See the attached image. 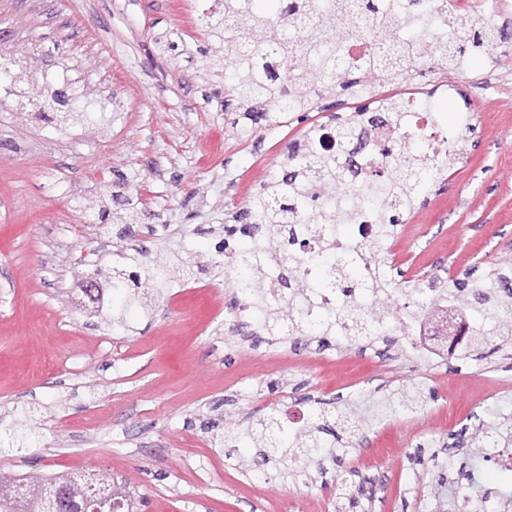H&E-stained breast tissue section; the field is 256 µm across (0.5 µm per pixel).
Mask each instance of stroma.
Returning a JSON list of instances; mask_svg holds the SVG:
<instances>
[{"instance_id":"35a3bbf8","label":"stroma","mask_w":512,"mask_h":512,"mask_svg":"<svg viewBox=\"0 0 512 512\" xmlns=\"http://www.w3.org/2000/svg\"><path fill=\"white\" fill-rule=\"evenodd\" d=\"M173 0H0V470L122 473L140 512H336L340 479L363 512H433L440 480L469 482L460 434L512 415V346L490 357L416 355L398 329L346 346L257 331L237 318L224 225L307 130L363 105L341 91L310 112L259 121L224 101V43ZM70 112L46 122L27 101L43 73ZM476 119L463 155L420 198L385 258L388 280L444 288L485 281L512 260V53L453 72ZM142 270L178 261L211 284L209 302L176 305L174 283L113 309L120 254ZM419 386L347 455L290 478L246 440L248 418L361 406Z\"/></svg>"}]
</instances>
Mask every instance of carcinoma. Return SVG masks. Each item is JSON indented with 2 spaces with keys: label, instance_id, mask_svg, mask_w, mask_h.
I'll return each instance as SVG.
<instances>
[{
  "label": "carcinoma",
  "instance_id": "cac0c4a2",
  "mask_svg": "<svg viewBox=\"0 0 512 512\" xmlns=\"http://www.w3.org/2000/svg\"><path fill=\"white\" fill-rule=\"evenodd\" d=\"M385 0H274L259 7L255 0H224V51H229L239 39H250L262 45L264 53L275 57L283 71L291 70L295 78L293 92L285 97L275 76L262 74L254 68L243 71L227 63L224 66V97L238 102L253 120H260L268 112H305L315 105V100L333 97L337 90H349L362 84L373 74L399 69L410 55L421 49L419 43L394 45L391 55L380 51L379 45L387 42V34L395 19L385 12ZM448 23L457 27V35L451 42L435 46L438 58L446 62V68L455 66L456 60L465 54L472 43L478 42L494 52L509 39L505 29L478 28L465 25L457 16L448 14ZM355 34L374 42L373 52L362 65L350 68L336 67V62L319 54L322 46L336 40L342 41ZM369 108L355 110L343 123L336 126L339 140H347L357 126L367 119ZM286 162L277 176L264 182L261 191L252 198L236 217L237 224L224 225V269L238 280L235 293L236 306L244 309L259 308L267 312L265 331L270 336H314L326 343L330 337L341 338L349 344L369 339L370 310L365 306L350 305L345 299L367 287L387 296L390 286L376 266V246L367 245L365 261L371 265L366 270L358 265L336 261L334 246L323 239L315 257L322 268L314 274L320 280L323 270L332 275L340 301L336 310L327 314L319 325H312L300 318L296 311L285 308L283 296L300 297L308 287L299 274L304 257L298 251L301 242L297 223L303 208L321 209L328 197L347 179L348 168L339 156H306L299 154L298 143L288 146ZM385 160L399 169L401 176L394 182H386L378 171L367 173L376 205L381 209L378 235L393 232L403 223L412 208L416 194L410 177L428 178V171L436 165L435 158L426 150L414 146H388L383 152ZM251 224L268 226V240L272 243L271 262H281L278 275L268 278L253 258L254 249H232L230 241L236 234H247ZM173 274V269L159 264L147 277L136 271L123 273L112 271V288L120 303L126 302V290L130 288H158ZM512 266L498 267L487 281L472 288L464 282L453 281L457 302L473 307L488 317L492 332L478 329L473 333L471 351H487V355L499 352L512 344ZM427 404V396L417 391L400 393L399 405L407 410H419ZM364 418L353 411H339L331 422L321 413L315 414V424L301 436L289 432L282 425L280 414L268 412L250 421L246 436L260 448L268 449L269 455L288 460V468L299 473L305 458L320 449L327 453H347L355 448L362 435L360 425ZM495 434L494 446L512 447V420L494 415L481 424L472 437L468 454L473 471L481 469L482 448L487 445L486 431ZM61 486L66 503L81 506L97 499L96 489L73 475L43 477L39 481L17 478L0 473V512H47L48 489ZM342 499L345 507L338 512L360 506L362 490L346 483Z\"/></svg>",
  "mask_w": 512,
  "mask_h": 512
}]
</instances>
